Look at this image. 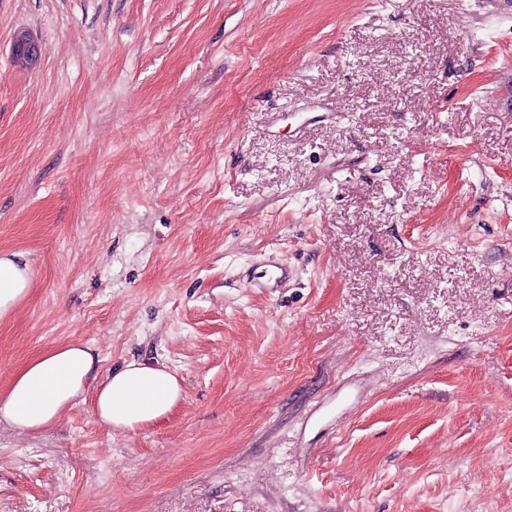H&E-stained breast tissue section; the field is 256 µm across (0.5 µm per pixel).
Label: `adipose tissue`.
Masks as SVG:
<instances>
[{
  "mask_svg": "<svg viewBox=\"0 0 512 512\" xmlns=\"http://www.w3.org/2000/svg\"><path fill=\"white\" fill-rule=\"evenodd\" d=\"M30 283L24 255L0 253V320L27 296ZM99 363L95 349L82 341L34 357L0 390V425L42 431L89 391L101 423L114 431L133 432L165 419L182 398L180 382L165 364L135 358L103 376Z\"/></svg>",
  "mask_w": 512,
  "mask_h": 512,
  "instance_id": "adipose-tissue-1",
  "label": "adipose tissue"
}]
</instances>
